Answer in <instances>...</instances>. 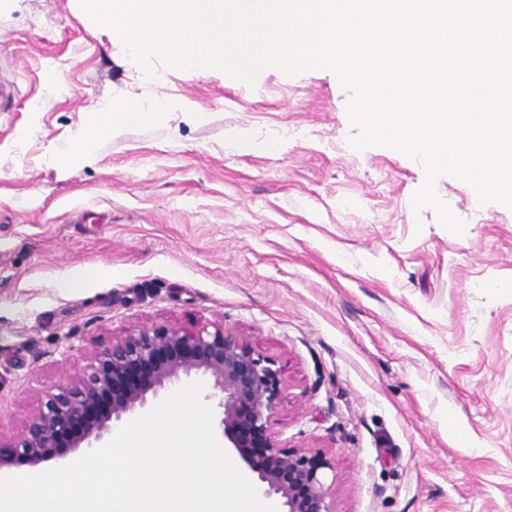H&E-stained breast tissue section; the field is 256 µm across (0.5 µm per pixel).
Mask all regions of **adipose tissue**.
Segmentation results:
<instances>
[{"label": "adipose tissue", "instance_id": "ef3b65f1", "mask_svg": "<svg viewBox=\"0 0 512 512\" xmlns=\"http://www.w3.org/2000/svg\"><path fill=\"white\" fill-rule=\"evenodd\" d=\"M151 114L130 102H112L78 126L73 134L71 148L80 155H91L97 146L121 127L150 120Z\"/></svg>", "mask_w": 512, "mask_h": 512}]
</instances>
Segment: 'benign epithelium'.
I'll list each match as a JSON object with an SVG mask.
<instances>
[{"mask_svg": "<svg viewBox=\"0 0 512 512\" xmlns=\"http://www.w3.org/2000/svg\"><path fill=\"white\" fill-rule=\"evenodd\" d=\"M201 373L223 394L224 437L250 462L246 448L257 442L265 461L252 467L267 497L283 499L287 512H333L328 473L335 460L320 448H288L271 430L283 393L280 371L242 336L211 323L194 328L146 322L112 340L90 357L78 375L47 390L21 431L0 437V470L22 460L30 465L49 460L71 425L95 410L104 392L112 393L107 412L72 437L71 447H93L112 426H118L148 405L147 395L182 375Z\"/></svg>", "mask_w": 512, "mask_h": 512, "instance_id": "7a95c632", "label": "benign epithelium"}]
</instances>
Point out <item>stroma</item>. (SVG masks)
<instances>
[{"label": "stroma", "mask_w": 512, "mask_h": 512, "mask_svg": "<svg viewBox=\"0 0 512 512\" xmlns=\"http://www.w3.org/2000/svg\"><path fill=\"white\" fill-rule=\"evenodd\" d=\"M2 74L1 436L94 346L216 322L280 371L283 445L333 455L334 512H512V209L441 177L453 234L418 162L350 147L330 71L148 79L78 0H0ZM110 100L163 108L74 155Z\"/></svg>", "instance_id": "obj_1"}]
</instances>
